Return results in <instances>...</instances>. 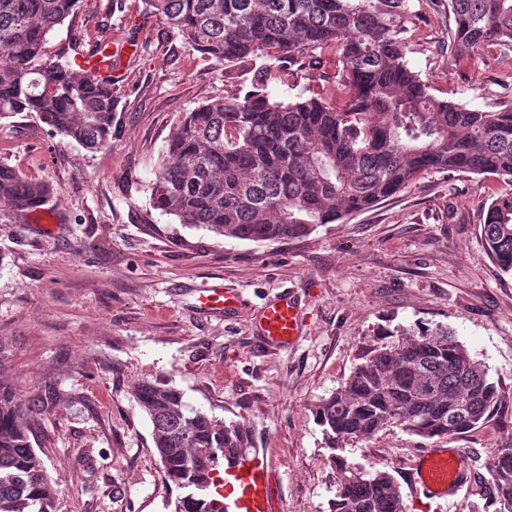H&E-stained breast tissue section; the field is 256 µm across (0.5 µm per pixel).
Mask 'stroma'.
Here are the masks:
<instances>
[{
    "instance_id": "1",
    "label": "stroma",
    "mask_w": 512,
    "mask_h": 512,
    "mask_svg": "<svg viewBox=\"0 0 512 512\" xmlns=\"http://www.w3.org/2000/svg\"><path fill=\"white\" fill-rule=\"evenodd\" d=\"M447 0H409L410 67L441 99L512 108V48L457 59ZM121 47L112 91V145L90 152L36 113L0 121V162L51 182V227L0 210V381L35 400L31 442L57 490V512H171L148 419L132 396L162 377L188 402L243 424L275 472L279 512H330L333 456L381 464L405 512H484L470 489L447 505L407 476L428 448H455L485 472L512 448V276L481 238L493 198L512 182L492 174L425 172L375 207L309 236L275 243L219 237L156 209L150 186L187 112L248 90L252 75L188 46L142 0H79L48 35L50 56L83 71L101 41ZM336 87V55L274 71L268 89L291 99ZM239 297L232 314L201 309L198 290ZM293 292L303 333L285 350L254 340V314ZM454 331L498 388L490 420L424 439L392 427L329 448L316 405L340 388L380 336L402 327Z\"/></svg>"
}]
</instances>
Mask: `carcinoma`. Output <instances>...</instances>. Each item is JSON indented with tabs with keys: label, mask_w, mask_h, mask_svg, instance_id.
Wrapping results in <instances>:
<instances>
[{
	"label": "carcinoma",
	"mask_w": 512,
	"mask_h": 512,
	"mask_svg": "<svg viewBox=\"0 0 512 512\" xmlns=\"http://www.w3.org/2000/svg\"><path fill=\"white\" fill-rule=\"evenodd\" d=\"M191 48L253 72L251 89L188 113L169 139L151 187L155 207L189 227L253 242L302 238L365 211L425 171L495 174L512 181V109L440 99L411 69L401 20L409 0H143ZM79 0H0V119L35 112L88 150L112 143V87L47 54L48 34ZM450 47L467 58L512 48V0H448ZM334 51L335 100L274 97V69ZM53 185L0 163V207L21 214ZM481 237L512 275V193L487 208ZM368 349L344 385L320 401L329 448L391 426L422 438L485 423L498 400L484 365L446 328L399 330ZM133 397L152 427L165 477L184 494L172 512H225L224 452L253 447L249 431L190 404L161 378ZM31 406L0 384V512H55L56 490L32 447ZM332 512H404L380 465L332 457ZM496 512H512V448L473 476Z\"/></svg>",
	"instance_id": "carcinoma-1"
}]
</instances>
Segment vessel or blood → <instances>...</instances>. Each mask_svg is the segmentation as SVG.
Returning a JSON list of instances; mask_svg holds the SVG:
<instances>
[{"mask_svg":"<svg viewBox=\"0 0 512 512\" xmlns=\"http://www.w3.org/2000/svg\"><path fill=\"white\" fill-rule=\"evenodd\" d=\"M201 307L232 312L237 298L231 291L215 286L199 294ZM258 343L265 348L286 349L301 334L300 306L292 293H282L268 302L257 316ZM467 476L463 456L455 448H430L420 455L411 470V487L429 497L453 502ZM274 476L266 453L251 449L249 454L224 463V498L229 512H276Z\"/></svg>","mask_w":512,"mask_h":512,"instance_id":"1","label":"vessel or blood"}]
</instances>
